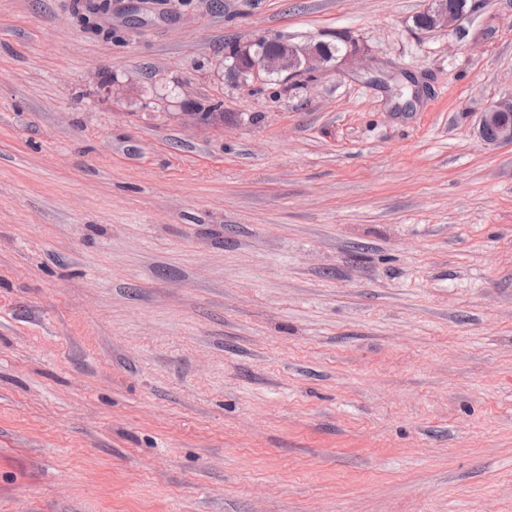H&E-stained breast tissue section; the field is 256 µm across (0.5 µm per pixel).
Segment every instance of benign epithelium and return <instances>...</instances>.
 Instances as JSON below:
<instances>
[{
  "mask_svg": "<svg viewBox=\"0 0 512 512\" xmlns=\"http://www.w3.org/2000/svg\"><path fill=\"white\" fill-rule=\"evenodd\" d=\"M421 15L429 20V26L425 31L435 32L451 27L466 15V10L450 12L446 0H426ZM263 39L276 46L275 52L268 56L250 58L244 78L235 71L226 72L229 79L248 85L266 82L272 74L282 80L300 76L313 78L321 72L335 69L361 55L360 46L354 40L349 41L346 51L341 56L330 61L321 53L320 41L312 38L297 42L286 35L274 34L265 35ZM510 113H512V99L499 102L481 113L480 130L484 132L489 127L494 129V136L486 138V141L512 143V118L505 119V116ZM185 116L196 121L203 119L209 125H224V113L216 109L204 114L187 112Z\"/></svg>",
  "mask_w": 512,
  "mask_h": 512,
  "instance_id": "obj_1",
  "label": "benign epithelium"
}]
</instances>
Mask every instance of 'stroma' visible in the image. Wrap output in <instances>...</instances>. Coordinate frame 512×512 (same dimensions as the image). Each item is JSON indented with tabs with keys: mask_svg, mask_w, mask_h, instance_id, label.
Here are the masks:
<instances>
[{
	"mask_svg": "<svg viewBox=\"0 0 512 512\" xmlns=\"http://www.w3.org/2000/svg\"><path fill=\"white\" fill-rule=\"evenodd\" d=\"M423 7L0 0V512H512V0ZM425 2V8L419 13L418 20L422 26L426 27L427 21L423 17L426 16L430 24L424 30H420L422 32H435L447 29L462 19L467 13L466 9L459 10L462 7L468 6L467 0H426ZM448 10L455 11L448 12ZM333 38L323 40L322 51L330 59L329 61L320 50L321 40L308 39L306 41L297 42L288 35H264L258 38L275 44L276 50L273 54L272 45L263 40H256L249 44L245 53L254 56L248 61L246 77L241 78L236 71L230 72L225 69V73L229 79L235 83L243 85L267 82L270 75L275 74L278 79L290 80L300 76L314 78L321 72L335 69L344 63L351 61L361 55V49L355 40H350L345 51L346 39L344 34H336ZM345 51V52H344ZM341 55V56H340ZM512 112V99L502 101L481 113L480 130L490 143H512V118L505 119V115ZM488 127L494 129V136L488 137L485 131Z\"/></svg>",
	"mask_w": 512,
	"mask_h": 512,
	"instance_id": "1",
	"label": "stroma"
}]
</instances>
